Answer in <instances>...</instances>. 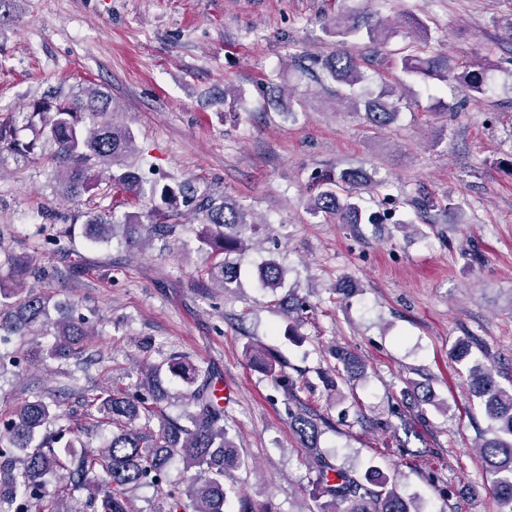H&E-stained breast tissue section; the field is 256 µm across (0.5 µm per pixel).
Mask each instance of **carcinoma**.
<instances>
[{
    "mask_svg": "<svg viewBox=\"0 0 512 512\" xmlns=\"http://www.w3.org/2000/svg\"><path fill=\"white\" fill-rule=\"evenodd\" d=\"M325 33L336 39V50L320 58L318 65L324 80L340 86L336 95L356 112H364L367 122L382 128L399 118L400 101L392 92L356 89L365 86L368 76L361 59L342 49L351 40H363L379 51L387 47L394 33L392 25L368 9H344L324 23ZM392 65L406 86V79L454 80L464 95L479 99L490 87L492 68L484 63L464 64L436 53L429 39L414 46L410 53L392 57ZM348 89L345 94L342 89ZM267 97L276 112L293 115V100H285L282 90L272 88ZM38 128V137L25 141L18 126ZM133 131L113 119L112 100L99 91H86L76 101L44 100L0 118V167L8 160L27 161L35 154L38 142L55 145V159L61 168L64 190L80 195L91 190L102 196L121 189L132 196L143 193L142 183L124 161L131 154ZM112 165L106 179L97 178L98 168ZM317 192L306 206L316 218L332 217L339 224L374 223L365 214L360 191L380 194L388 190L387 180L362 168H348L336 175H325ZM148 217H163L180 207L201 214L207 226L202 244L218 258L206 272L199 288L217 285L224 291L241 282V256L252 247L256 223L246 212L226 199L200 195L189 183L165 184L149 191ZM86 235L97 244H108L118 236L130 243L165 237L170 226L143 224L140 215L127 213L124 219L110 220L100 210L84 213ZM71 231L63 225L51 238L54 251L70 254ZM0 267L8 279L0 281V376L23 368L30 359L14 355L6 345L13 336H42L53 330L55 342L48 348L37 344L32 355L39 361L79 357L93 335V323L84 316L68 315L61 320L50 317L51 298L24 287L39 282L46 270L27 253L4 254ZM288 269L274 259L257 267L258 286L271 293L286 287ZM451 356L466 369L468 391L492 422L491 436L478 447L489 476V491L496 498L499 512H512V387H503L495 371L472 350V344L460 340ZM336 360L349 379L364 374V365L346 352ZM181 381L182 398L191 407L178 419H160L151 427L159 402L171 397L167 377ZM87 410L98 414L99 422L112 427L97 451H74L82 430L70 426L51 428L59 420L56 404L42 399L26 401L11 413L0 417V512H74L66 507L74 493L87 489L92 479L102 477L107 490L86 498L82 512H131L130 493L149 486L161 495L168 512H224L228 495L225 478L247 466L239 454L225 423L224 406L215 396L213 375L176 358L142 367L135 392L104 387L85 400ZM295 433L305 447L317 448L318 427L305 412L292 416ZM179 460L190 473L181 488L167 484L170 462ZM56 475L60 484L49 490L46 476ZM315 512H424L421 502L407 499L389 477L372 466L360 477L320 464L316 479Z\"/></svg>",
    "mask_w": 512,
    "mask_h": 512,
    "instance_id": "1",
    "label": "carcinoma"
}]
</instances>
